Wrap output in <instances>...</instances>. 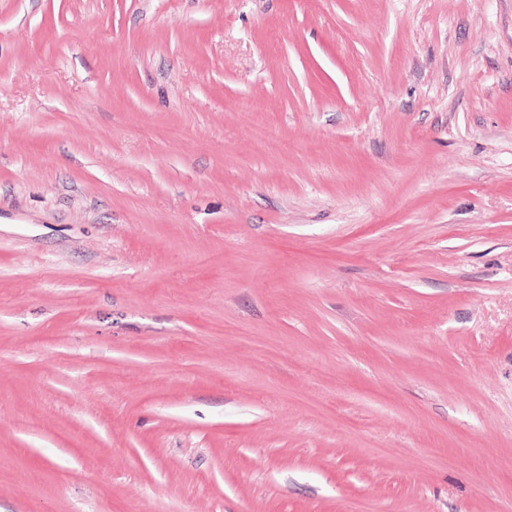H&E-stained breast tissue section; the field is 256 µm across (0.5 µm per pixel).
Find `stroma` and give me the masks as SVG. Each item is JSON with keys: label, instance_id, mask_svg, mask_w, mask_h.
Wrapping results in <instances>:
<instances>
[{"label": "stroma", "instance_id": "35a3bbf8", "mask_svg": "<svg viewBox=\"0 0 512 512\" xmlns=\"http://www.w3.org/2000/svg\"><path fill=\"white\" fill-rule=\"evenodd\" d=\"M512 512V0H0V512Z\"/></svg>", "mask_w": 512, "mask_h": 512}]
</instances>
